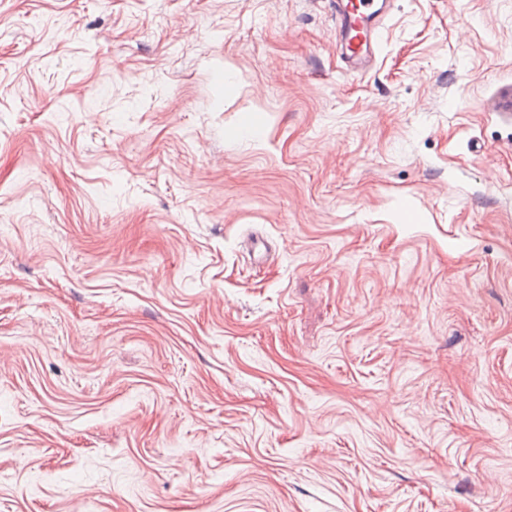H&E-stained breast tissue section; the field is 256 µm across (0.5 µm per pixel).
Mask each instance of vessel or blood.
Wrapping results in <instances>:
<instances>
[{
    "mask_svg": "<svg viewBox=\"0 0 512 512\" xmlns=\"http://www.w3.org/2000/svg\"><path fill=\"white\" fill-rule=\"evenodd\" d=\"M379 0H336V19L342 38V55L346 64L363 68L373 55L383 13Z\"/></svg>",
    "mask_w": 512,
    "mask_h": 512,
    "instance_id": "1",
    "label": "vessel or blood"
}]
</instances>
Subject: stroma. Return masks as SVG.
<instances>
[{"label":"stroma","mask_w":512,"mask_h":512,"mask_svg":"<svg viewBox=\"0 0 512 512\" xmlns=\"http://www.w3.org/2000/svg\"><path fill=\"white\" fill-rule=\"evenodd\" d=\"M0 512H512V0H0ZM384 0H336V19L342 38L344 62L362 69L373 55L385 15L377 8Z\"/></svg>","instance_id":"obj_1"}]
</instances>
